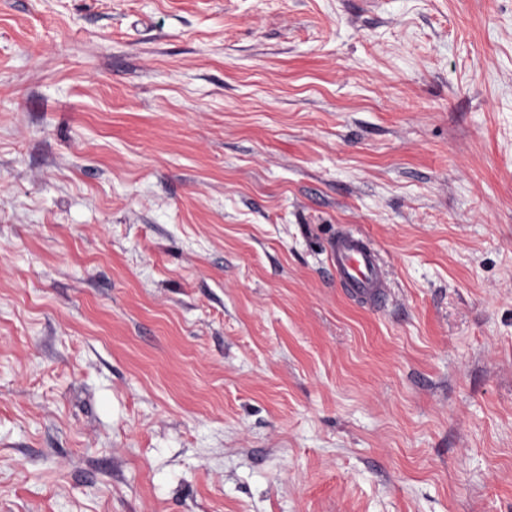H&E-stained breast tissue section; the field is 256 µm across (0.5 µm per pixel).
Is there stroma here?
I'll use <instances>...</instances> for the list:
<instances>
[{"label":"stroma","instance_id":"stroma-1","mask_svg":"<svg viewBox=\"0 0 512 512\" xmlns=\"http://www.w3.org/2000/svg\"><path fill=\"white\" fill-rule=\"evenodd\" d=\"M0 512H512V0H0ZM331 257L342 288L364 299L382 301L386 284L379 254L370 240L361 235L336 237Z\"/></svg>","mask_w":512,"mask_h":512}]
</instances>
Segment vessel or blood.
<instances>
[{"label": "vessel or blood", "mask_w": 512, "mask_h": 512, "mask_svg": "<svg viewBox=\"0 0 512 512\" xmlns=\"http://www.w3.org/2000/svg\"><path fill=\"white\" fill-rule=\"evenodd\" d=\"M331 257L341 287L364 299L381 300L385 281L379 254L370 240L360 235L337 237Z\"/></svg>", "instance_id": "obj_1"}]
</instances>
